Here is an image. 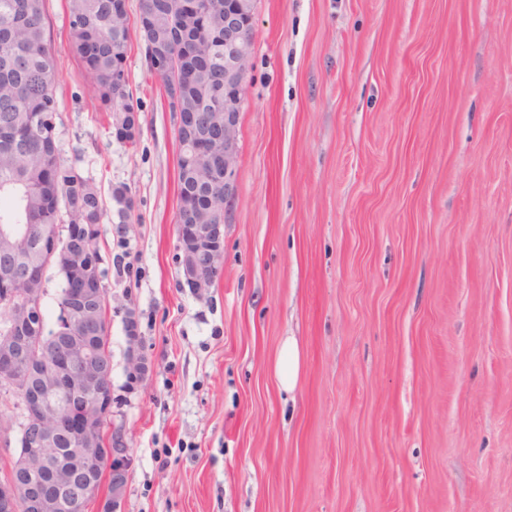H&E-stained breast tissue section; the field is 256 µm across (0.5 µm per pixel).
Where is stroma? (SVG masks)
<instances>
[{"instance_id": "obj_1", "label": "stroma", "mask_w": 512, "mask_h": 512, "mask_svg": "<svg viewBox=\"0 0 512 512\" xmlns=\"http://www.w3.org/2000/svg\"><path fill=\"white\" fill-rule=\"evenodd\" d=\"M45 10L60 159L104 203L124 512H512V0H255L238 191L202 293L138 27L131 145L66 49V0ZM130 312L150 366L134 382ZM21 423L0 389V477ZM302 354L298 340L288 337L279 351L274 364L275 376L282 388L292 391L297 386L302 372Z\"/></svg>"}]
</instances>
